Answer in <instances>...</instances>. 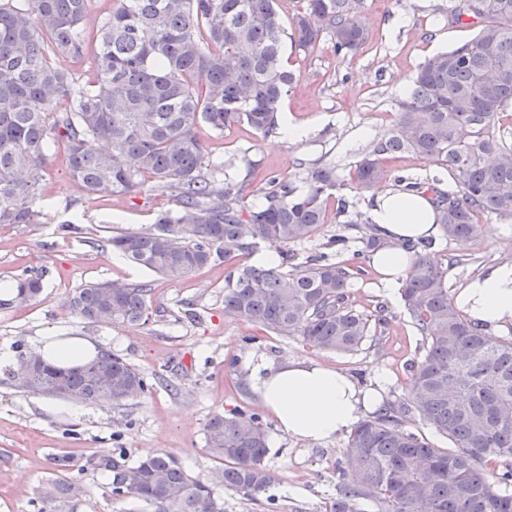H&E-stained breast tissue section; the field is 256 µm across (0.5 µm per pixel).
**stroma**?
I'll list each match as a JSON object with an SVG mask.
<instances>
[{
	"instance_id": "stroma-1",
	"label": "stroma",
	"mask_w": 512,
	"mask_h": 512,
	"mask_svg": "<svg viewBox=\"0 0 512 512\" xmlns=\"http://www.w3.org/2000/svg\"><path fill=\"white\" fill-rule=\"evenodd\" d=\"M459 0H362L369 38L355 56L337 57L322 41L310 55L287 49L288 66L299 73L284 104L287 122L308 127L309 135L288 142L262 137L236 126L216 134L200 127L210 161L227 178L251 184L249 204L262 201L263 179L287 176L305 190L304 166L335 162L348 171L367 148L392 129L397 102L409 90L418 66L437 52L468 40L477 31L471 18L453 21ZM398 174L423 182L439 177L443 189L456 182L448 171L412 154L388 157ZM175 199L152 191L99 198L75 190L67 170L54 163L43 181L32 224L0 227V282L26 271H44V290L32 304L0 308V512H36L34 503L47 483L67 477L87 489L95 512H152L136 501H113L108 475L91 460L121 446L129 459L145 451L175 456L195 477L205 478L217 461L205 447L204 427L216 412L259 409L242 375L257 363L310 358L340 369L360 384L379 390L383 401L408 398L407 366L420 355L421 337L400 299L389 300L366 269L350 290L356 308L371 314L384 304L389 325L384 336L353 355L311 348L300 339L275 336L224 314L223 262L189 278L168 282L129 264L109 248L93 244L123 229L154 224L158 211L177 209ZM76 230L62 234L59 227ZM475 240L438 238V257L473 256L472 264L448 270V288L457 291L491 265L512 262V221L485 218ZM90 282L148 283L153 288V319L139 327L79 323L65 306L73 292ZM48 336H84L97 349L112 352L159 380L141 402L115 406L65 401L47 410V397L15 389L8 378L19 351H35ZM265 463L276 481L254 504L223 492L224 512H323L336 493V461L345 457V437L310 443L283 433L270 413Z\"/></svg>"
}]
</instances>
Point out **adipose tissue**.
I'll return each mask as SVG.
<instances>
[{
    "label": "adipose tissue",
    "mask_w": 512,
    "mask_h": 512,
    "mask_svg": "<svg viewBox=\"0 0 512 512\" xmlns=\"http://www.w3.org/2000/svg\"><path fill=\"white\" fill-rule=\"evenodd\" d=\"M388 243L371 259L386 295L396 294L412 265L404 240L437 238L440 228L428 197L386 191L371 210ZM457 309L483 332L512 328V262H504L471 278L453 297ZM248 387L289 437L326 442L344 435L374 407L378 394L351 375L309 359L253 366Z\"/></svg>",
    "instance_id": "obj_1"
}]
</instances>
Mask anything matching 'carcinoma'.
Returning <instances> with one entry per match:
<instances>
[{
    "instance_id": "cac0c4a2",
    "label": "carcinoma",
    "mask_w": 512,
    "mask_h": 512,
    "mask_svg": "<svg viewBox=\"0 0 512 512\" xmlns=\"http://www.w3.org/2000/svg\"><path fill=\"white\" fill-rule=\"evenodd\" d=\"M359 0H306L292 29L277 0H112L93 36L85 79L67 61L85 56L83 28L90 0H0V225L32 224L50 165L44 144L63 145L70 177L100 197L145 190L172 196L148 228L102 240L134 265L178 282L224 261V314L326 351L353 354L383 335L387 318L357 310L349 288L385 238L372 214L359 215L356 244L344 234L286 269L243 265L239 256L260 244L278 250L309 241L328 223L327 202L349 181L362 188L431 193L435 223L450 240L483 233L480 218L512 221V144L500 134L502 108L512 102V0H460L455 19L480 25L470 39L425 60L397 103L388 137L351 166L348 177L331 163L305 173L298 191L288 178L259 188L264 202L249 206L250 185L224 181L199 135L204 124L223 133L245 124L263 136L279 133L285 99L297 81L285 43L311 54L327 37L338 56L364 46L369 26ZM94 142L106 145L95 151ZM414 154L452 174L415 182L383 164ZM414 253L399 289L422 337L421 356L408 367L411 403H390L348 435L347 476L336 461V495L324 512H512V338H494L469 324L447 285L448 260L434 241L405 242ZM44 273L13 279L0 307L22 306L43 291ZM148 283H91L68 298L83 324L142 326L152 317ZM14 386L88 405L124 406L151 394L153 383L112 353L56 368L28 364L20 353ZM412 413L446 436L437 448L404 427ZM205 442L219 466L209 479L190 475L170 456L129 463L123 448L98 465L110 471L115 501L139 500L154 512H224L221 493L259 502L275 482L260 413H214ZM38 512H77L90 505L76 480L58 479L38 499Z\"/></svg>"
}]
</instances>
